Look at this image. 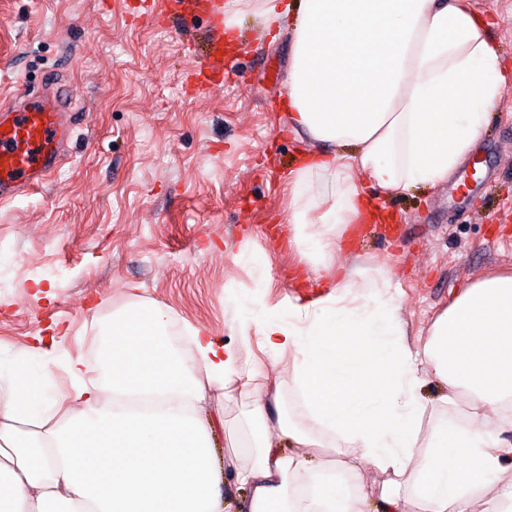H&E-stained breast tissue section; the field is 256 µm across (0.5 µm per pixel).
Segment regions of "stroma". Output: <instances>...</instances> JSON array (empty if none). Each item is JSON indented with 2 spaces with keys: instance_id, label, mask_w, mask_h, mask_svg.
Segmentation results:
<instances>
[{
  "instance_id": "35a3bbf8",
  "label": "stroma",
  "mask_w": 512,
  "mask_h": 512,
  "mask_svg": "<svg viewBox=\"0 0 512 512\" xmlns=\"http://www.w3.org/2000/svg\"><path fill=\"white\" fill-rule=\"evenodd\" d=\"M142 0H0V96L70 90V157L44 189L0 206V347L62 338L91 360L100 324L128 301L171 311L227 342L259 271L281 305L310 289L278 227L305 142L281 106L291 40L240 15L224 81L193 88L205 18H143ZM490 37L512 60V0ZM364 195L391 224H367L335 262L394 268L409 337L427 335L459 288L512 270V94L504 93L448 183ZM246 252L247 261L234 256Z\"/></svg>"
}]
</instances>
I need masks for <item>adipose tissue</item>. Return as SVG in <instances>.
Wrapping results in <instances>:
<instances>
[{"label":"adipose tissue","mask_w":512,"mask_h":512,"mask_svg":"<svg viewBox=\"0 0 512 512\" xmlns=\"http://www.w3.org/2000/svg\"><path fill=\"white\" fill-rule=\"evenodd\" d=\"M251 9L279 38L293 24L288 121L309 149L286 218L322 289L264 299L267 274L236 299L240 336L291 356L287 385L208 331L171 335L170 311L133 300L94 339V361L57 346L0 349V512H224V477L248 512H366L362 468L383 477L381 512H512L485 490L512 471V271L488 274L408 340L394 273L355 280L331 261L371 218L368 180L388 193L448 182L512 84L471 0H226L224 36ZM344 145L352 155L340 154ZM444 387L421 398V365ZM301 402L287 418L282 387ZM239 403L232 422L213 403ZM461 404L464 425L422 437L425 414ZM227 425L232 457L217 463ZM278 426L290 443L269 434Z\"/></svg>","instance_id":"adipose-tissue-1"}]
</instances>
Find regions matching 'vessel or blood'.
I'll use <instances>...</instances> for the list:
<instances>
[{
  "instance_id": "obj_1",
  "label": "vessel or blood",
  "mask_w": 512,
  "mask_h": 512,
  "mask_svg": "<svg viewBox=\"0 0 512 512\" xmlns=\"http://www.w3.org/2000/svg\"><path fill=\"white\" fill-rule=\"evenodd\" d=\"M164 8L207 15L214 55L211 61H200L196 72L200 84H207L211 73L223 65L219 56L224 48L223 0H166ZM61 113V101L46 94L32 98L19 112L11 106L0 109L1 203L42 188L56 171L63 142Z\"/></svg>"
}]
</instances>
